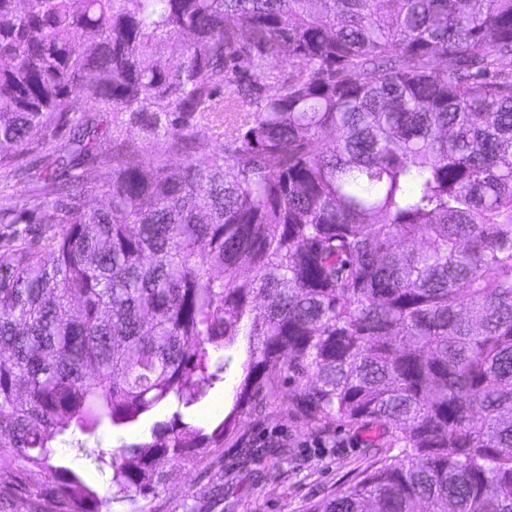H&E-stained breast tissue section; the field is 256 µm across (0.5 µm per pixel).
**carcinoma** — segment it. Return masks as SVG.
Returning a JSON list of instances; mask_svg holds the SVG:
<instances>
[{"label":"carcinoma","mask_w":512,"mask_h":512,"mask_svg":"<svg viewBox=\"0 0 512 512\" xmlns=\"http://www.w3.org/2000/svg\"><path fill=\"white\" fill-rule=\"evenodd\" d=\"M507 60L512 0H0V168L36 184L0 205V510L102 512L67 433L153 496L286 382L399 449L310 512H512ZM124 429L116 430L111 429L106 432H101L95 439H90L87 444L90 448H117L122 445H129L133 442H139L140 437L138 439H130L127 433L122 432Z\"/></svg>","instance_id":"cac0c4a2"}]
</instances>
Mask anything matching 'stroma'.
<instances>
[{
  "label": "stroma",
  "mask_w": 512,
  "mask_h": 512,
  "mask_svg": "<svg viewBox=\"0 0 512 512\" xmlns=\"http://www.w3.org/2000/svg\"><path fill=\"white\" fill-rule=\"evenodd\" d=\"M377 435L371 426L345 425L328 435L316 434L289 416L287 403L279 400L265 413L242 418L224 441L222 459L205 457L172 467L155 497L134 502L117 493L111 469L82 456L70 438L58 440L55 451L107 497L103 512H308L372 469L376 456L388 455L385 447L368 451L369 440ZM283 443L291 455H276ZM217 485L224 489L220 501L212 494Z\"/></svg>",
  "instance_id": "stroma-1"
}]
</instances>
